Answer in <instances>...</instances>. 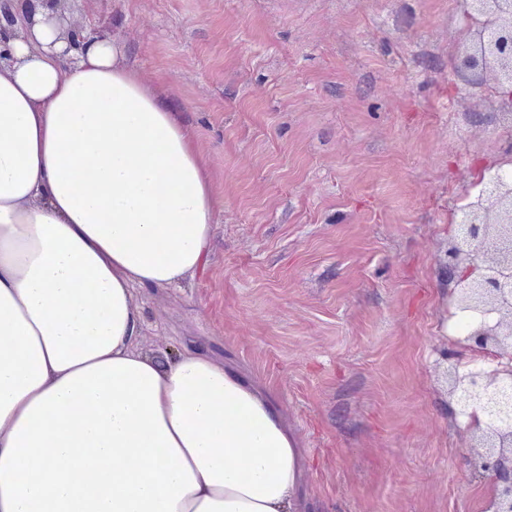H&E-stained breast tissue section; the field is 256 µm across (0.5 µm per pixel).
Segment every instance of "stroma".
Wrapping results in <instances>:
<instances>
[{
  "mask_svg": "<svg viewBox=\"0 0 512 512\" xmlns=\"http://www.w3.org/2000/svg\"><path fill=\"white\" fill-rule=\"evenodd\" d=\"M116 40L194 130L204 266L140 287V346L254 379L302 457L300 512H482L448 408V219L512 160L466 85L459 0H54Z\"/></svg>",
  "mask_w": 512,
  "mask_h": 512,
  "instance_id": "1",
  "label": "stroma"
}]
</instances>
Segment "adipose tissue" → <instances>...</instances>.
<instances>
[{"instance_id": "adipose-tissue-1", "label": "adipose tissue", "mask_w": 512, "mask_h": 512, "mask_svg": "<svg viewBox=\"0 0 512 512\" xmlns=\"http://www.w3.org/2000/svg\"><path fill=\"white\" fill-rule=\"evenodd\" d=\"M0 60V512H297L265 392L139 344V286L203 265L217 201L190 127L119 43L51 9Z\"/></svg>"}]
</instances>
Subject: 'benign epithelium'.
I'll return each mask as SVG.
<instances>
[{"instance_id":"1","label":"benign epithelium","mask_w":512,"mask_h":512,"mask_svg":"<svg viewBox=\"0 0 512 512\" xmlns=\"http://www.w3.org/2000/svg\"><path fill=\"white\" fill-rule=\"evenodd\" d=\"M478 41L460 56V68L495 73L498 96L512 99V0H467ZM461 238L445 267L461 271L448 281L455 308L473 319L448 351L453 417L463 416L476 449L472 464L493 479L488 512H512V417L501 388L512 382V176L495 172L460 215Z\"/></svg>"}]
</instances>
